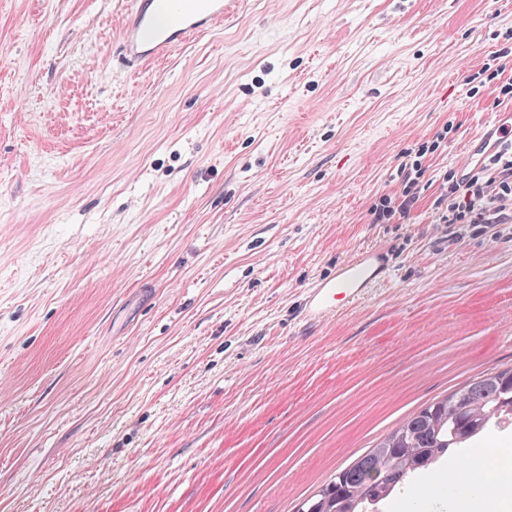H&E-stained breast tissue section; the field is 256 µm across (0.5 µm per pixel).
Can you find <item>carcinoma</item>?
Returning <instances> with one entry per match:
<instances>
[{
  "label": "carcinoma",
  "mask_w": 512,
  "mask_h": 512,
  "mask_svg": "<svg viewBox=\"0 0 512 512\" xmlns=\"http://www.w3.org/2000/svg\"><path fill=\"white\" fill-rule=\"evenodd\" d=\"M512 423V367L485 373L402 420L374 447L336 470L295 512H380L448 453Z\"/></svg>",
  "instance_id": "obj_1"
}]
</instances>
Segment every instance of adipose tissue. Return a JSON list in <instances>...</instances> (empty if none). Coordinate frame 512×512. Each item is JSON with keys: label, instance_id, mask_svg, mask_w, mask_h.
I'll list each match as a JSON object with an SVG mask.
<instances>
[{"label": "adipose tissue", "instance_id": "ef3b65f1", "mask_svg": "<svg viewBox=\"0 0 512 512\" xmlns=\"http://www.w3.org/2000/svg\"><path fill=\"white\" fill-rule=\"evenodd\" d=\"M458 486L455 497L442 494L445 480ZM421 494L436 512H498L506 500L512 499V465L481 454L472 457L461 470H449L447 476H433Z\"/></svg>", "mask_w": 512, "mask_h": 512}]
</instances>
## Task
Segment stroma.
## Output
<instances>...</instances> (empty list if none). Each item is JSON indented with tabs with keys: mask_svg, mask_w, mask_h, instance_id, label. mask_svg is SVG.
Segmentation results:
<instances>
[{
	"mask_svg": "<svg viewBox=\"0 0 512 512\" xmlns=\"http://www.w3.org/2000/svg\"><path fill=\"white\" fill-rule=\"evenodd\" d=\"M127 7L0 0V512H294L512 365V223L439 220L512 0H240L139 67ZM417 199H415L414 193L410 195V191H406L404 194V198L400 201V203L396 206H391V199L389 202L385 200L381 204L380 207L377 206L374 211V221L377 224H383L385 221H389L392 217L396 215V213L399 214V218H405L413 208L414 204L416 203ZM383 254L376 250H364L346 260L336 276L316 282L309 288L305 303L310 319L320 320L334 314L345 302L358 299L364 288H369L379 278Z\"/></svg>",
	"mask_w": 512,
	"mask_h": 512,
	"instance_id": "stroma-1",
	"label": "stroma"
}]
</instances>
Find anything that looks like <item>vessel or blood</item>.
<instances>
[{
  "mask_svg": "<svg viewBox=\"0 0 512 512\" xmlns=\"http://www.w3.org/2000/svg\"><path fill=\"white\" fill-rule=\"evenodd\" d=\"M233 10V0H130L119 39L126 58L138 64L160 60L192 36L210 32ZM512 137V113H496L489 130L467 146L460 165L470 175L485 153ZM383 255L364 250L346 260L335 277L316 282L305 303L310 319L334 314L344 303L358 299L378 279Z\"/></svg>",
  "mask_w": 512,
  "mask_h": 512,
  "instance_id": "b4317fda",
  "label": "vessel or blood"
}]
</instances>
